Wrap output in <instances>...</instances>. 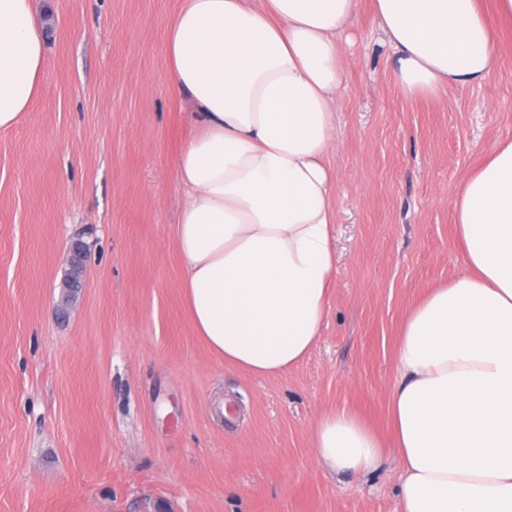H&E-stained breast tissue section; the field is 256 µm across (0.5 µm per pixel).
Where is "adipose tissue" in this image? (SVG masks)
Masks as SVG:
<instances>
[{
	"instance_id": "adipose-tissue-1",
	"label": "adipose tissue",
	"mask_w": 512,
	"mask_h": 512,
	"mask_svg": "<svg viewBox=\"0 0 512 512\" xmlns=\"http://www.w3.org/2000/svg\"><path fill=\"white\" fill-rule=\"evenodd\" d=\"M359 0H186L165 77L195 108L175 162L174 227L192 326L226 367L274 378L317 344L338 264L329 164ZM410 100L479 86L498 66L479 0H374ZM46 33L31 0H0V130L40 93ZM465 270L405 316L390 398L393 447L355 412L319 414L329 474L400 469L399 512H512V140L454 203Z\"/></svg>"
}]
</instances>
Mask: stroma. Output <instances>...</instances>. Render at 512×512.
Returning <instances> with one entry per match:
<instances>
[{"label":"stroma","mask_w":512,"mask_h":512,"mask_svg":"<svg viewBox=\"0 0 512 512\" xmlns=\"http://www.w3.org/2000/svg\"><path fill=\"white\" fill-rule=\"evenodd\" d=\"M32 3L41 90L0 130V512H398L394 459L333 477L310 431L344 406L390 433L403 319L463 270L460 180L512 139V23L491 22L482 85L410 101L359 0L330 156L335 288L310 356L262 379L225 368L182 295L174 159L193 109L164 66L183 0Z\"/></svg>","instance_id":"1"}]
</instances>
